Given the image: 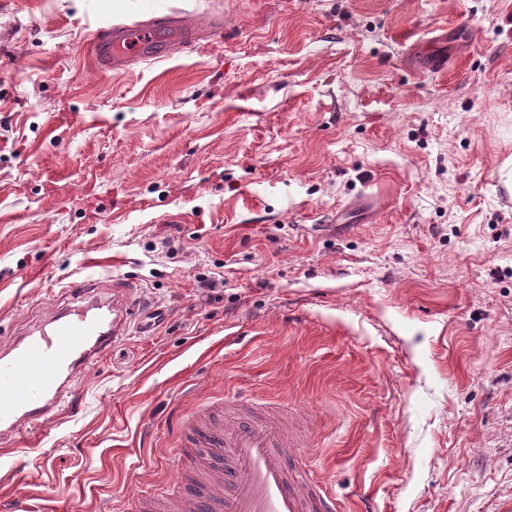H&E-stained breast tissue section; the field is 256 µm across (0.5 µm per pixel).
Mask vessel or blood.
<instances>
[{
	"label": "vessel or blood",
	"mask_w": 512,
	"mask_h": 512,
	"mask_svg": "<svg viewBox=\"0 0 512 512\" xmlns=\"http://www.w3.org/2000/svg\"><path fill=\"white\" fill-rule=\"evenodd\" d=\"M189 21L173 15L137 27L96 32L92 51L100 70H122L131 59L164 58L192 43ZM163 318L133 315L127 298L83 292L49 320L0 350V435L19 438L46 423L67 401L76 377L110 349L129 324L150 332ZM180 451L204 449L196 473L173 480L174 512H336V500L303 461V440L271 404L246 415L208 406L178 423Z\"/></svg>",
	"instance_id": "obj_1"
}]
</instances>
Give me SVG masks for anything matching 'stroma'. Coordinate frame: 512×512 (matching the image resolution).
<instances>
[{
	"mask_svg": "<svg viewBox=\"0 0 512 512\" xmlns=\"http://www.w3.org/2000/svg\"><path fill=\"white\" fill-rule=\"evenodd\" d=\"M159 13L224 32L95 71ZM510 158L512 0H0V343L83 281L165 313L0 444V512H137L239 397L338 512H512Z\"/></svg>",
	"mask_w": 512,
	"mask_h": 512,
	"instance_id": "1",
	"label": "stroma"
}]
</instances>
